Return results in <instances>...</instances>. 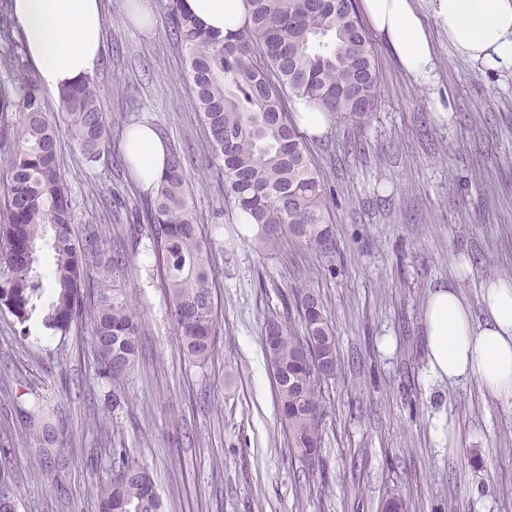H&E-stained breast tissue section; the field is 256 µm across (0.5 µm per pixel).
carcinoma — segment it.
<instances>
[{"label": "carcinoma", "mask_w": 512, "mask_h": 512, "mask_svg": "<svg viewBox=\"0 0 512 512\" xmlns=\"http://www.w3.org/2000/svg\"><path fill=\"white\" fill-rule=\"evenodd\" d=\"M0 0V306L18 321L36 312L48 330L66 333L90 313L91 340L104 375L115 380L135 365L141 349L140 309L126 295L90 285L85 256L95 234L80 241L57 153L60 129L91 162L111 153V127L101 90L91 78L58 94V113L45 103L25 62L24 41ZM249 26L228 36L203 29L184 0H167L173 39L185 51L194 106L211 140L224 195L246 212L255 239L269 244L284 226L324 257L336 243L323 178L299 129L288 118V94L332 116L361 119L374 109L377 75L371 39L354 0H249ZM183 353L203 365L214 352L217 318L212 297L215 234L195 224L192 194L180 156L172 154L159 187L141 210ZM51 252L48 271L39 260ZM291 295L300 330L265 318L263 334L288 443L309 461L322 442L325 401L322 366H338L336 336L323 299L303 280ZM112 475L100 483L99 512H161V500L139 459L115 449Z\"/></svg>", "instance_id": "obj_1"}]
</instances>
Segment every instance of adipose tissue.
<instances>
[{
  "label": "adipose tissue",
  "instance_id": "obj_1",
  "mask_svg": "<svg viewBox=\"0 0 512 512\" xmlns=\"http://www.w3.org/2000/svg\"><path fill=\"white\" fill-rule=\"evenodd\" d=\"M438 28L459 57L512 67V0H430ZM207 30L236 33L249 23L246 0H185ZM371 29L398 65L420 82L431 81L436 52L416 0H359ZM12 16L30 63L50 92L91 76L101 62L100 0H13ZM129 170L144 192L155 193L166 170L167 148L147 123L132 124L124 139ZM472 273L457 264L452 283L428 294L423 311L427 376L433 381L476 380L484 395L512 405V283L486 280L481 315H474L461 285Z\"/></svg>",
  "mask_w": 512,
  "mask_h": 512
}]
</instances>
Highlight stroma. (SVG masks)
<instances>
[{"instance_id": "stroma-1", "label": "stroma", "mask_w": 512, "mask_h": 512, "mask_svg": "<svg viewBox=\"0 0 512 512\" xmlns=\"http://www.w3.org/2000/svg\"><path fill=\"white\" fill-rule=\"evenodd\" d=\"M147 2L149 31L130 21L128 0H101L93 78L113 145L131 124H151L181 157L197 223L224 228L215 352L202 368L184 356L146 257L150 235L127 233L146 192L127 168L88 161L60 133L75 233L98 238L89 268L110 270L120 246L136 263L110 270L107 285L142 310L143 355L123 380L101 379L88 321L37 334L0 311V472L17 512H96L116 448L147 464L162 512H381L392 491L405 512H512V407L473 380H428L421 336L428 293L452 278L457 255L472 265L463 284L472 304L484 281L512 277V68L461 59L436 28L435 77L422 83L373 37V111L360 123L334 120L309 143L336 237L329 261L285 231L268 247L238 236L167 0ZM304 277L326 300L338 358L318 471L288 446L261 335ZM41 397L52 412L48 446L23 425ZM445 423L453 434L440 432Z\"/></svg>"}]
</instances>
